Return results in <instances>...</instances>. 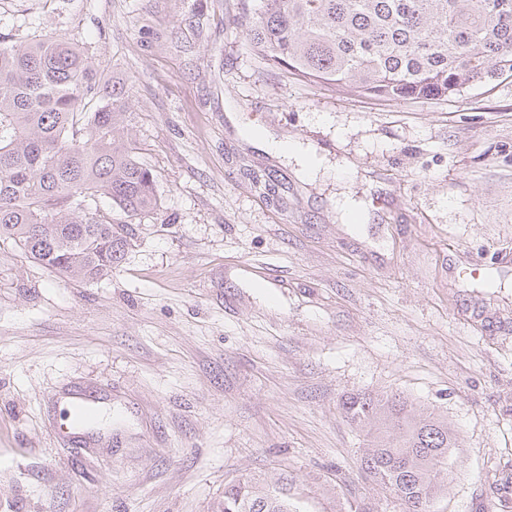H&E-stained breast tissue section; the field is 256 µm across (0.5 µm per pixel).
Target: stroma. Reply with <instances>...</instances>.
Wrapping results in <instances>:
<instances>
[{"instance_id": "obj_1", "label": "stroma", "mask_w": 512, "mask_h": 512, "mask_svg": "<svg viewBox=\"0 0 512 512\" xmlns=\"http://www.w3.org/2000/svg\"><path fill=\"white\" fill-rule=\"evenodd\" d=\"M264 8L0 0L125 82L160 199L94 284L0 242V512H213L241 476L297 512H404L360 469L351 392L447 418L429 512H512V77L399 102L303 81L254 55ZM72 390L111 423L61 437Z\"/></svg>"}]
</instances>
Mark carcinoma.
Wrapping results in <instances>:
<instances>
[{
	"mask_svg": "<svg viewBox=\"0 0 512 512\" xmlns=\"http://www.w3.org/2000/svg\"><path fill=\"white\" fill-rule=\"evenodd\" d=\"M0 242L67 280L98 282L130 245L112 218L159 207L125 126L128 94L75 39L1 19ZM26 32L24 44H11ZM248 36L261 63L386 101L456 96L512 76V0H266ZM340 407L366 432L361 467L405 505L427 504L452 473L448 419L401 397L351 393ZM216 512H296L288 487L224 484Z\"/></svg>",
	"mask_w": 512,
	"mask_h": 512,
	"instance_id": "carcinoma-1",
	"label": "carcinoma"
}]
</instances>
